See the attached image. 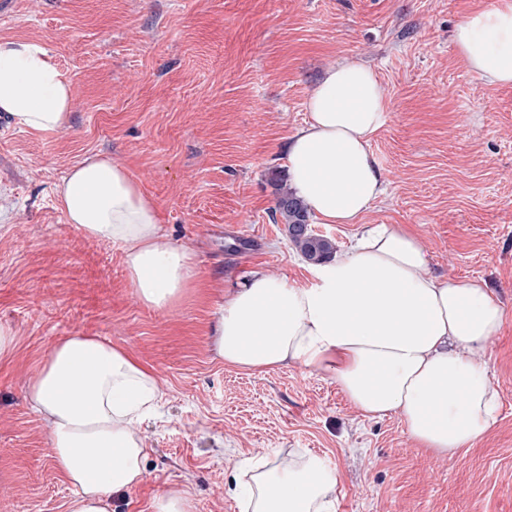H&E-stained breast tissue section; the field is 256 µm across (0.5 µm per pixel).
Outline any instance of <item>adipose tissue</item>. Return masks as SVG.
<instances>
[{
	"label": "adipose tissue",
	"instance_id": "ef3b65f1",
	"mask_svg": "<svg viewBox=\"0 0 512 512\" xmlns=\"http://www.w3.org/2000/svg\"><path fill=\"white\" fill-rule=\"evenodd\" d=\"M455 46L486 83L512 85V0L472 11ZM75 87L46 47L0 38V112L36 133L67 130ZM308 118L288 138L291 188L320 224H361L384 193L370 149L388 117L375 72L350 58L310 90ZM67 223L123 249L140 301L165 310L198 270L163 232L127 168L104 155L72 166L54 188ZM418 236L401 224L364 226L350 248L310 267L297 286L252 270L226 293L214 332L225 364L268 372L295 362L327 375L363 416L398 415L438 457L468 450L497 423L499 392L479 356L505 309L481 280L436 275ZM161 398L156 376L124 349L76 334L52 348L27 399L47 423L53 460L73 487L69 512H112V497L144 479L136 428ZM340 476L324 458L289 453L235 481L241 512H337Z\"/></svg>",
	"mask_w": 512,
	"mask_h": 512
}]
</instances>
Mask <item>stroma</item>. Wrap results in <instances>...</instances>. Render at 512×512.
Here are the masks:
<instances>
[{
	"label": "stroma",
	"mask_w": 512,
	"mask_h": 512,
	"mask_svg": "<svg viewBox=\"0 0 512 512\" xmlns=\"http://www.w3.org/2000/svg\"><path fill=\"white\" fill-rule=\"evenodd\" d=\"M497 0H0V38L41 42L72 78V123L35 134L0 113V512H68L43 418L24 399L53 346L99 336L152 368L162 400L140 427L144 480L114 512L189 491L195 512H240L239 464L295 448L340 474L338 512H512V86L471 73L452 33ZM370 65L389 103L371 142L386 193L368 224H405L438 275L484 279L507 315L482 359L496 425L442 459L397 415L368 419L326 376L291 363H224V294L257 268L297 284L307 261L276 211L305 100L346 58ZM101 153L192 251L198 279L173 307L145 306L119 245L66 223L54 186Z\"/></svg>",
	"instance_id": "obj_1"
}]
</instances>
